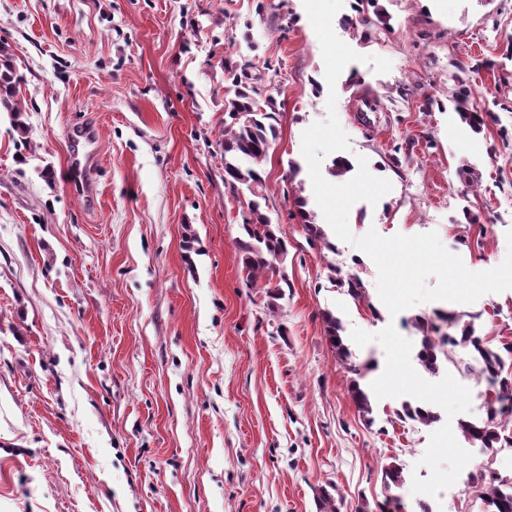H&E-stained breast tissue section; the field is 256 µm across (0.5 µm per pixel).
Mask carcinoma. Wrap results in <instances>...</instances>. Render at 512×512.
<instances>
[{"mask_svg":"<svg viewBox=\"0 0 512 512\" xmlns=\"http://www.w3.org/2000/svg\"><path fill=\"white\" fill-rule=\"evenodd\" d=\"M354 11L356 16L343 18V25L353 29L387 25L386 13L379 7L378 0H356ZM246 78L248 75L238 71L233 62L224 61V96L226 112L231 118V122L224 124V184L232 190L240 185L249 189L264 185L262 163L277 137V128L272 123L273 99L261 97L259 89L246 82ZM22 80L6 52L0 49V110L8 112L20 130L23 129L19 120L21 111L15 106L14 97ZM470 96L471 90L459 88L455 110L460 119L475 130L495 121L494 113L469 108ZM295 206L306 226L310 243L318 242L324 248L334 250L325 241L322 229L315 224L314 215L304 210L305 201L298 198ZM241 229L242 238L238 239L237 247L246 281L254 286L259 279H264L266 306L273 313L290 283L284 276L274 281L268 278V273L274 262L287 256L288 234L281 225L271 223L255 201L248 203ZM337 283L357 301L365 296L363 283L357 277H340ZM322 319L337 358L355 375L348 391L359 413L366 417L372 413V404L358 378L362 377V371L373 368V363L370 360L361 365L354 362L343 336L341 321L332 312H324ZM414 326L421 333L415 360L426 373L436 375L444 365L451 363L485 387L486 418L462 422L463 436L482 448L511 445L512 436L506 435L504 421L512 415V344L504 343L499 348L492 346L490 339L478 332L472 323L462 322V316L455 312L437 311L432 318L418 315L414 317ZM400 416L424 424L437 420L431 410L424 411L411 404L402 406ZM383 481L388 489L401 486L400 465H387L383 470ZM468 488L486 506L485 512H512V479H505L486 466H478Z\"/></svg>","mask_w":512,"mask_h":512,"instance_id":"carcinoma-1","label":"carcinoma"}]
</instances>
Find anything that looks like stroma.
Wrapping results in <instances>:
<instances>
[{
    "instance_id": "stroma-1",
    "label": "stroma",
    "mask_w": 512,
    "mask_h": 512,
    "mask_svg": "<svg viewBox=\"0 0 512 512\" xmlns=\"http://www.w3.org/2000/svg\"><path fill=\"white\" fill-rule=\"evenodd\" d=\"M387 28L336 35L391 62L349 64L328 87L303 0H0V43L24 81L27 136L0 112V512H379L382 469H404L403 512H483L463 481L413 494L436 424L373 402L366 424L322 312L345 331L453 311L512 342V290L390 315L375 263L308 243L302 134L329 90L347 134L391 191L356 202L355 236L437 232L465 267L512 230V0H380ZM274 89L278 136L256 194L289 239L290 286L269 313L236 241L246 200L224 186V63ZM497 114L473 132L459 83ZM94 126L93 190L68 187V129ZM479 178L470 185L464 166ZM50 177H42L43 168ZM359 277L364 299L336 287Z\"/></svg>"
}]
</instances>
